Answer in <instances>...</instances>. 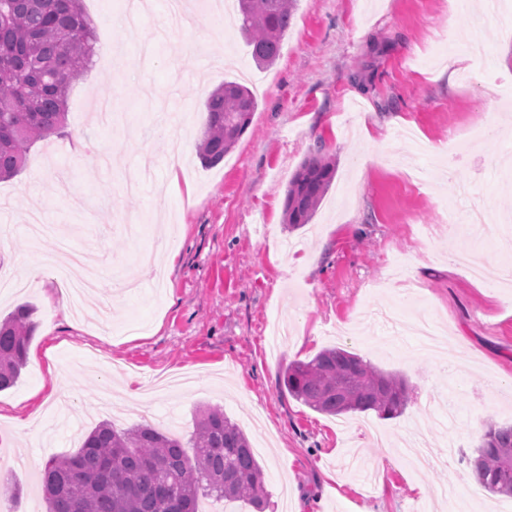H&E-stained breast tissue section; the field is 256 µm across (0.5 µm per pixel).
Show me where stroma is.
Masks as SVG:
<instances>
[{
	"instance_id": "1",
	"label": "stroma",
	"mask_w": 512,
	"mask_h": 512,
	"mask_svg": "<svg viewBox=\"0 0 512 512\" xmlns=\"http://www.w3.org/2000/svg\"><path fill=\"white\" fill-rule=\"evenodd\" d=\"M83 0L96 63L68 94L64 135L34 142L0 181V270L54 252L29 238L32 211L71 232L70 245L117 291L61 302L52 275L0 292V319L29 304L37 328L19 382L0 392V487L8 512H45L40 475L77 451L99 422L149 423L181 437L218 406L242 425L262 465L266 512H512L482 492L449 449L474 456L488 422L512 423V29L469 0H298L281 54L257 69L239 29H216L211 0L165 34L158 0L135 39L117 36L126 0ZM459 67L445 70L449 56ZM251 72L253 122L219 165H202L195 123L208 95ZM152 87L186 151L157 138ZM336 177L310 223L289 230L288 183L316 148ZM482 198L505 244L477 242L487 278L456 265L455 237L430 232L463 216L458 186ZM173 263L149 265L160 225ZM391 308L434 320L441 353L383 324ZM341 347L404 378L411 400L393 419L331 416L281 388L288 363ZM32 417L41 436L20 428Z\"/></svg>"
}]
</instances>
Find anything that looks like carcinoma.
Returning <instances> with one entry per match:
<instances>
[{"label":"carcinoma","mask_w":512,"mask_h":512,"mask_svg":"<svg viewBox=\"0 0 512 512\" xmlns=\"http://www.w3.org/2000/svg\"><path fill=\"white\" fill-rule=\"evenodd\" d=\"M236 2L254 62L273 65L297 0ZM93 52L94 30L81 0H0V180L24 168L34 141L63 133L69 88ZM205 107L198 151L204 166L213 167L249 129L258 102L231 81L213 90ZM335 173V161L320 149L303 161L288 185L287 224L310 222ZM33 314L25 304L0 322V391L14 387L27 365ZM283 386L335 416L373 411L392 419L410 401L405 380L338 347L290 363ZM472 466L484 489L512 496V425H486ZM41 478L46 512H197L201 496L246 500L259 509L266 494L248 437L220 407L199 409L185 442L147 424L117 430L102 421L76 453L48 459Z\"/></svg>","instance_id":"obj_1"}]
</instances>
